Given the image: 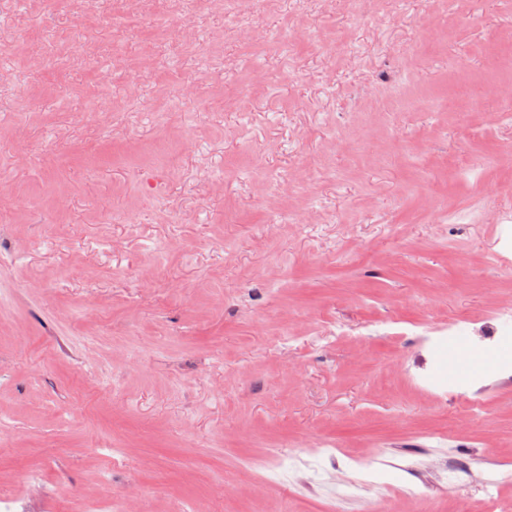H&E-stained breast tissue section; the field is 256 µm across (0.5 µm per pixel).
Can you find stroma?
<instances>
[{
  "label": "stroma",
  "instance_id": "obj_1",
  "mask_svg": "<svg viewBox=\"0 0 512 512\" xmlns=\"http://www.w3.org/2000/svg\"><path fill=\"white\" fill-rule=\"evenodd\" d=\"M252 15L173 173L155 78L134 116L99 117L87 72L9 60L52 89L0 112V489L17 512H481L512 462V365L468 358L512 307V0H315L291 54L294 0ZM163 203L187 221L160 222ZM461 345L443 371L438 350Z\"/></svg>",
  "mask_w": 512,
  "mask_h": 512
}]
</instances>
